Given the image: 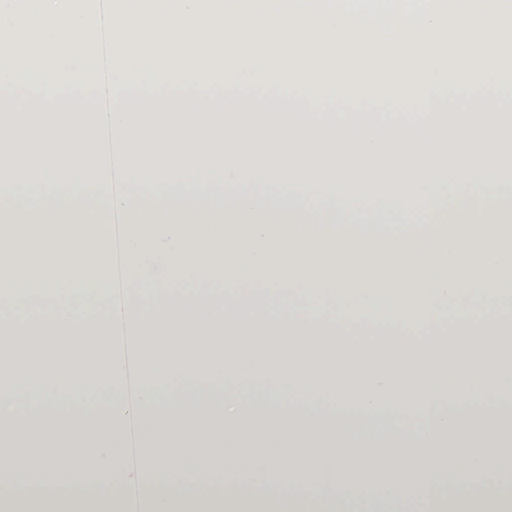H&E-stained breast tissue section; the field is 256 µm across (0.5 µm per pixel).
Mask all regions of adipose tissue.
Segmentation results:
<instances>
[{"label":"adipose tissue","mask_w":512,"mask_h":512,"mask_svg":"<svg viewBox=\"0 0 512 512\" xmlns=\"http://www.w3.org/2000/svg\"><path fill=\"white\" fill-rule=\"evenodd\" d=\"M96 54L84 0H0V148L39 147L40 171L0 190V512H512V417L500 410L512 335V182L499 171L297 164L249 145L226 99L114 100L117 150L142 176L111 196L93 170L90 112L75 83ZM323 193L307 206L299 190ZM371 201L361 221L354 198ZM122 210L147 344L137 412L144 463L122 465L130 411L107 323L76 299L105 294ZM425 215L406 223L410 211ZM162 263L160 279L150 276ZM253 291L240 292L243 281ZM395 315L374 317L378 306ZM427 310V328L412 320ZM261 380L278 409L245 412ZM223 409L153 413L166 387ZM64 410L45 413L48 397ZM112 398L111 408L100 405ZM395 428L352 440L332 417ZM47 448L35 484L13 441ZM254 449L244 493L239 451ZM222 457L223 471L211 462Z\"/></svg>","instance_id":"1"}]
</instances>
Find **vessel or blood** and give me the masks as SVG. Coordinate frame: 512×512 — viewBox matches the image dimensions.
Here are the masks:
<instances>
[{"instance_id":"obj_1","label":"vessel or blood","mask_w":512,"mask_h":512,"mask_svg":"<svg viewBox=\"0 0 512 512\" xmlns=\"http://www.w3.org/2000/svg\"><path fill=\"white\" fill-rule=\"evenodd\" d=\"M94 17L93 37L98 57L102 64L112 60V0H90ZM112 111L111 101H104L100 112L94 116L96 135L94 138V171L109 193H117L120 182L125 181V168L113 153L112 124L108 119ZM111 263L112 336L111 357L122 369V388L129 401H137L143 386L142 353L140 343L131 331L134 303L131 289L126 286L127 270V221L122 213H112ZM142 427L138 419H128L123 434L124 463L136 468L141 464Z\"/></svg>"}]
</instances>
